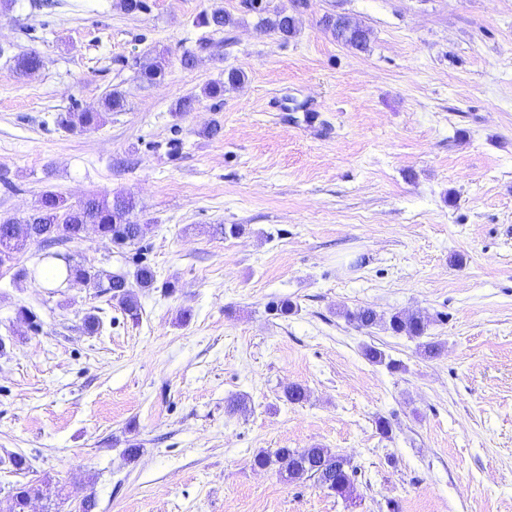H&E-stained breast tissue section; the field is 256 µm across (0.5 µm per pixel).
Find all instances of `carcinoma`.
Segmentation results:
<instances>
[{
  "mask_svg": "<svg viewBox=\"0 0 512 512\" xmlns=\"http://www.w3.org/2000/svg\"><path fill=\"white\" fill-rule=\"evenodd\" d=\"M251 10L262 15L260 26L265 31L284 39L297 31V20L286 10L272 13L263 6L250 5ZM233 23L232 18L221 10L204 11L197 18V25L221 31ZM324 26L336 40L355 49H365L370 42L368 30L351 23L342 16H329ZM166 60L160 58L140 66L138 78L148 84H158L165 76ZM245 74L232 69L227 73V82L207 84L202 95L213 100L224 97V86L244 82ZM68 123L74 129L94 131L101 126L102 115L99 112H71ZM135 208L132 198L122 194L89 196L72 205L59 193L46 191L42 194L38 206L23 220L0 218V265L13 259V256L30 244L43 248L54 245L64 246L82 238L89 224L97 227L99 233L109 238L113 244L123 247L141 243L147 234L149 225L137 224L130 220ZM66 281H80L92 285L100 292L110 295L124 312L132 318H138V301L132 290V284L125 275L113 273L102 275L94 267L72 262L71 257L64 261ZM136 284L140 288H151L155 284V274L147 264H139L135 273ZM347 321L360 327L370 328L384 323L393 334L404 333L412 338L425 337L428 321L424 318L405 313H393L383 320L370 307H359L344 313ZM255 464L268 467L279 466L282 477L288 481L309 477L322 487L343 494L353 492L358 469L351 460L340 456L329 448H278L274 454L261 452L255 457ZM51 491L48 479L22 484L17 488L12 512H27L28 503Z\"/></svg>",
  "mask_w": 512,
  "mask_h": 512,
  "instance_id": "cac0c4a2",
  "label": "carcinoma"
}]
</instances>
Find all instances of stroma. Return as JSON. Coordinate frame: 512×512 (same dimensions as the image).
I'll use <instances>...</instances> for the list:
<instances>
[{"label": "stroma", "instance_id": "35a3bbf8", "mask_svg": "<svg viewBox=\"0 0 512 512\" xmlns=\"http://www.w3.org/2000/svg\"><path fill=\"white\" fill-rule=\"evenodd\" d=\"M147 2L0 6V216L48 190L131 194L156 279L133 320L95 288L19 276L39 245L0 266V512L43 477L63 493L28 512L87 495L93 512H512V0H264L296 15L285 40L245 0ZM215 9L233 25L198 27ZM337 14L367 49L324 29ZM28 52L41 68L16 75ZM159 55L163 81L141 82ZM232 69L242 84L202 97ZM115 89L124 109L103 112ZM74 110L104 122L69 130ZM63 251L137 269L136 247L92 229ZM360 306L424 316L440 356L348 322ZM291 384L305 400H285ZM314 446L357 467L352 498L254 462Z\"/></svg>", "mask_w": 512, "mask_h": 512}]
</instances>
